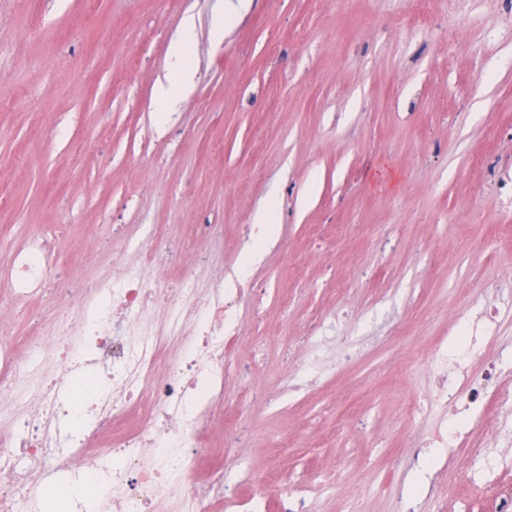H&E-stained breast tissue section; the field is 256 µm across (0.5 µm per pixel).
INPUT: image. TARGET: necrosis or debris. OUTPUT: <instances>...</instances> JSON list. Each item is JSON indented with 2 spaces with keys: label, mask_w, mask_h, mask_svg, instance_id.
<instances>
[{
  "label": "necrosis or debris",
  "mask_w": 512,
  "mask_h": 512,
  "mask_svg": "<svg viewBox=\"0 0 512 512\" xmlns=\"http://www.w3.org/2000/svg\"><path fill=\"white\" fill-rule=\"evenodd\" d=\"M151 236L140 265L95 276L60 302L51 324L29 323L19 335L0 329V398L15 410L14 427L0 433V512H41V492L60 473L95 486L93 500L71 499L70 512H160L170 493L178 512H267L271 501L277 512H307L302 490L258 475L256 494H228L233 442L214 448L206 438L224 419L249 270L225 269L205 288L188 266L146 280L145 268L172 260L162 225H152ZM54 257L47 236L17 252L7 272L14 301L46 288ZM504 296L512 297L507 274L480 289L461 309L455 336L439 343L432 399L446 416L408 442L405 466L426 467L431 448L482 456L488 440L512 428L490 303ZM153 308L161 319L146 321ZM48 351L63 374L33 382L27 367ZM492 408L501 416L497 429L485 423Z\"/></svg>",
  "instance_id": "4bbe7bcc"
}]
</instances>
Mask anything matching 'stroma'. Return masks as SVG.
<instances>
[{"label": "stroma", "mask_w": 512, "mask_h": 512, "mask_svg": "<svg viewBox=\"0 0 512 512\" xmlns=\"http://www.w3.org/2000/svg\"><path fill=\"white\" fill-rule=\"evenodd\" d=\"M219 0H0V279L50 228V287L133 262L122 240L162 224L204 279L242 258L271 206L281 247L253 266L236 380L224 388L233 457L304 483L309 512H490L454 481L466 453L397 469L429 402L431 351L457 307L512 270V17L484 0H254L209 36ZM195 79L174 109L187 19ZM110 28L97 43L94 24ZM208 225L199 236L198 225ZM0 322H51L43 294ZM340 340L319 345L320 316ZM320 348L325 373L302 365ZM412 360L401 374L396 366ZM264 387L242 396L238 378ZM194 38V25L188 21L171 53V69L178 76L179 85L175 87L168 83H160L156 88L155 98L165 106L172 107L177 102L178 95L189 91L193 85V71L189 58Z\"/></svg>", "instance_id": "35a3bbf8"}]
</instances>
